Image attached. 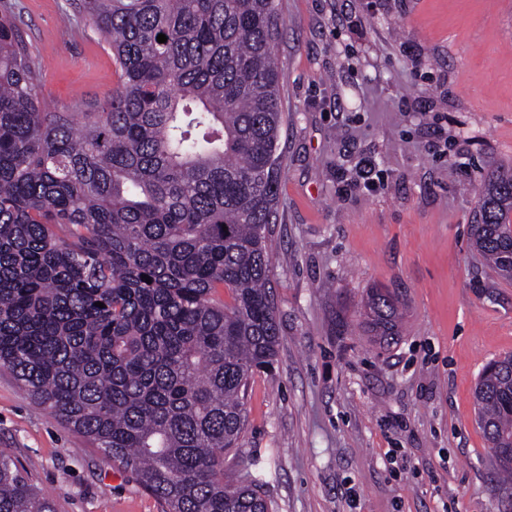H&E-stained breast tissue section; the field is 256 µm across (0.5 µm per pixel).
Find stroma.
<instances>
[{"label": "stroma", "mask_w": 512, "mask_h": 512, "mask_svg": "<svg viewBox=\"0 0 512 512\" xmlns=\"http://www.w3.org/2000/svg\"><path fill=\"white\" fill-rule=\"evenodd\" d=\"M11 2L47 104L93 111L118 79L104 35L77 0ZM277 3L279 346L224 469L263 468L273 512H512L473 397L483 365L512 355V281L470 240L483 174L512 166V0ZM372 288L404 303L394 344L360 325ZM0 450L56 512H163L4 368Z\"/></svg>", "instance_id": "stroma-1"}]
</instances>
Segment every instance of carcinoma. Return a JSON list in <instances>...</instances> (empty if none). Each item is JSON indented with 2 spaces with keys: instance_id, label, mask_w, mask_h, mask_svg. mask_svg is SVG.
<instances>
[{
  "instance_id": "cac0c4a2",
  "label": "carcinoma",
  "mask_w": 512,
  "mask_h": 512,
  "mask_svg": "<svg viewBox=\"0 0 512 512\" xmlns=\"http://www.w3.org/2000/svg\"><path fill=\"white\" fill-rule=\"evenodd\" d=\"M79 9L118 71L94 112L45 104L21 17L0 5V366L165 512H270L262 477L224 480V453L280 333L275 0ZM472 244L512 280V168L480 183ZM363 309L372 335L398 334L388 289ZM490 366L478 421L488 447L512 448V368ZM0 512H55L2 451Z\"/></svg>"
}]
</instances>
